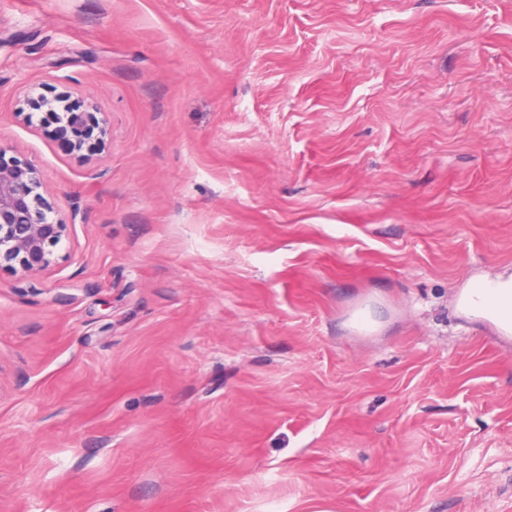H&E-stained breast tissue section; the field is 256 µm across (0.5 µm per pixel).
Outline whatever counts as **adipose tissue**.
Here are the masks:
<instances>
[{"mask_svg":"<svg viewBox=\"0 0 512 512\" xmlns=\"http://www.w3.org/2000/svg\"><path fill=\"white\" fill-rule=\"evenodd\" d=\"M464 314L493 322L512 333V268L470 280L465 289Z\"/></svg>","mask_w":512,"mask_h":512,"instance_id":"1","label":"adipose tissue"}]
</instances>
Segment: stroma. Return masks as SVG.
Wrapping results in <instances>:
<instances>
[{
  "label": "stroma",
  "mask_w": 512,
  "mask_h": 512,
  "mask_svg": "<svg viewBox=\"0 0 512 512\" xmlns=\"http://www.w3.org/2000/svg\"><path fill=\"white\" fill-rule=\"evenodd\" d=\"M67 79L96 160L24 123ZM0 512H512V0H0ZM367 304L371 334L350 317ZM0 146V270L30 278L54 261L67 224L44 193L42 170ZM463 294L467 298L460 304L464 314L491 321L512 333V268L471 279Z\"/></svg>",
  "instance_id": "stroma-1"
}]
</instances>
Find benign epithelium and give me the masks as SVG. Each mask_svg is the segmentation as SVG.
Instances as JSON below:
<instances>
[{
  "label": "benign epithelium",
  "instance_id": "benign-epithelium-1",
  "mask_svg": "<svg viewBox=\"0 0 512 512\" xmlns=\"http://www.w3.org/2000/svg\"><path fill=\"white\" fill-rule=\"evenodd\" d=\"M27 102L24 122L33 123V112H42L39 127L67 154L89 161L107 148V122L94 105L74 104L67 91H33ZM45 180L42 170L0 146V270L22 278L51 265L67 232L55 203L45 197Z\"/></svg>",
  "mask_w": 512,
  "mask_h": 512
}]
</instances>
